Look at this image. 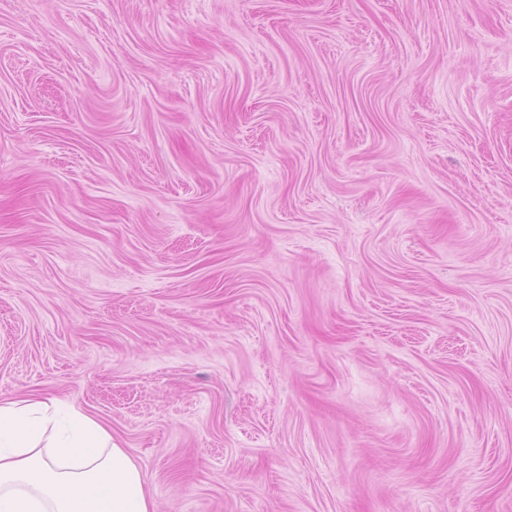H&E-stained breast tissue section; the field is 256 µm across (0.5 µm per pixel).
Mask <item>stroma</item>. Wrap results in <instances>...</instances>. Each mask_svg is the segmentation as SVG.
<instances>
[{"mask_svg":"<svg viewBox=\"0 0 512 512\" xmlns=\"http://www.w3.org/2000/svg\"><path fill=\"white\" fill-rule=\"evenodd\" d=\"M0 398L157 512H512V0H0Z\"/></svg>","mask_w":512,"mask_h":512,"instance_id":"stroma-1","label":"stroma"}]
</instances>
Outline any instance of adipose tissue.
I'll return each mask as SVG.
<instances>
[{
	"mask_svg": "<svg viewBox=\"0 0 512 512\" xmlns=\"http://www.w3.org/2000/svg\"><path fill=\"white\" fill-rule=\"evenodd\" d=\"M0 512H156L145 478L99 421L0 400Z\"/></svg>",
	"mask_w": 512,
	"mask_h": 512,
	"instance_id": "obj_1",
	"label": "adipose tissue"
}]
</instances>
